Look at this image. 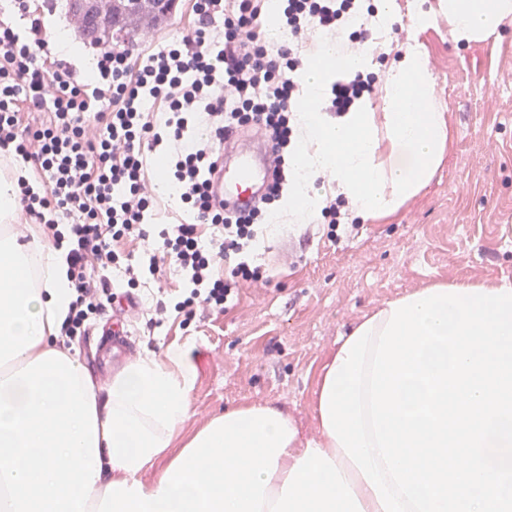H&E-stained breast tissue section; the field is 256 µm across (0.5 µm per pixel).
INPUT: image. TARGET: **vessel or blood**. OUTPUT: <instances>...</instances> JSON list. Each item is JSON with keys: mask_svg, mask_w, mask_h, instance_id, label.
<instances>
[{"mask_svg": "<svg viewBox=\"0 0 512 512\" xmlns=\"http://www.w3.org/2000/svg\"><path fill=\"white\" fill-rule=\"evenodd\" d=\"M273 162L263 138L236 134L225 142L211 178V190L229 209L251 208L272 176Z\"/></svg>", "mask_w": 512, "mask_h": 512, "instance_id": "vessel-or-blood-1", "label": "vessel or blood"}]
</instances>
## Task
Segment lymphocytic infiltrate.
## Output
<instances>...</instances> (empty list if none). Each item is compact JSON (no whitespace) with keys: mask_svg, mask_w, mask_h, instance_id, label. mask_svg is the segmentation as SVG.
<instances>
[{"mask_svg":"<svg viewBox=\"0 0 512 512\" xmlns=\"http://www.w3.org/2000/svg\"><path fill=\"white\" fill-rule=\"evenodd\" d=\"M16 18H0V153L32 164L44 180L20 183L27 215L54 226L69 218L71 281L76 299L66 320L73 333L101 309L106 288L92 277L96 266L119 260L113 242L148 240L152 195L145 179L148 153L167 142V177L192 215L189 224L162 228L158 248L185 274V315L196 307L225 310L240 284L262 282L248 256L256 245L258 219H270L292 169L296 150L294 105L298 70L307 59L293 45L309 28L341 32L357 0H283L282 25L289 41L270 47L256 33L261 0H191L194 25L181 38L147 54L95 46L96 73L51 56L43 13L28 0H13ZM372 76L336 81L327 111L342 113L372 91ZM159 104L162 127L147 119L145 103ZM253 126L273 150L275 177L261 204L228 215L212 197L209 175L220 145ZM211 226L202 242L198 225ZM229 262L225 277L217 263Z\"/></svg>","mask_w":512,"mask_h":512,"instance_id":"f902f5d3","label":"lymphocytic infiltrate"}]
</instances>
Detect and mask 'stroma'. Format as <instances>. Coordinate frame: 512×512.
I'll return each mask as SVG.
<instances>
[{
  "label": "stroma",
  "instance_id": "obj_1",
  "mask_svg": "<svg viewBox=\"0 0 512 512\" xmlns=\"http://www.w3.org/2000/svg\"><path fill=\"white\" fill-rule=\"evenodd\" d=\"M30 6L45 11L56 56L65 55L60 35L81 41L68 0ZM396 23L399 33L384 31L383 39L424 45L448 120L450 147L427 187L388 220L351 224L347 203L333 230L320 217L299 224L278 215L275 227L260 228L252 253L267 283L241 285L223 312L189 317L176 310L186 290L171 259L134 286L122 265L96 269L113 300L133 299L134 308L93 312L81 332L60 336L58 344L76 348L98 384L140 355L178 348L197 371L185 431L224 409L263 403L288 412L303 438H314L319 368L364 315L435 281L512 280V22L500 37L468 47L452 41L446 16L422 30L404 12ZM191 25L188 0H177L174 12L145 23L125 46L159 45Z\"/></svg>",
  "mask_w": 512,
  "mask_h": 512
}]
</instances>
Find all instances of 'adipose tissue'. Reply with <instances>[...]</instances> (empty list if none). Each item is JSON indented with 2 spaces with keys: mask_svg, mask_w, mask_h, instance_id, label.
Here are the masks:
<instances>
[{
  "mask_svg": "<svg viewBox=\"0 0 512 512\" xmlns=\"http://www.w3.org/2000/svg\"><path fill=\"white\" fill-rule=\"evenodd\" d=\"M439 13L466 46L498 35L512 0H415L410 18L422 29ZM389 52L327 41L302 71L290 216L316 218L326 172L363 219L395 217L442 164L448 124L420 44L387 69L380 109L363 98L333 121L320 110L337 79ZM20 175L0 170V512H383L327 430L303 438L276 407L240 405L184 433L196 378L184 351L133 359L100 386L78 353L57 348L75 299L67 254L43 244L42 225L26 238L14 228Z\"/></svg>",
  "mask_w": 512,
  "mask_h": 512,
  "instance_id": "obj_1",
  "label": "adipose tissue"
}]
</instances>
